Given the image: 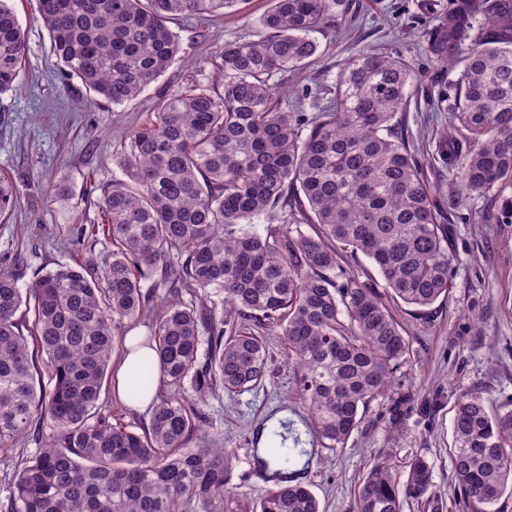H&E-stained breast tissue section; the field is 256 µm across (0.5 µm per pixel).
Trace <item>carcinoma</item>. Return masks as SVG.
Masks as SVG:
<instances>
[{"label":"carcinoma","mask_w":512,"mask_h":512,"mask_svg":"<svg viewBox=\"0 0 512 512\" xmlns=\"http://www.w3.org/2000/svg\"><path fill=\"white\" fill-rule=\"evenodd\" d=\"M239 0H35L60 71L93 101L114 106L157 82L181 50L176 16H203ZM344 0H270L264 34L226 43L213 83L188 79L125 135L122 177L101 189L112 260L76 261L25 289L0 267V448L43 440L17 463L7 512H244L229 486L234 458L197 437L198 404L220 386L243 393L267 376L263 338L232 315L280 331L314 438L329 448L358 429L392 384L409 339L381 295L340 265L363 254L394 298L418 312L448 293L454 255L422 167L399 134L411 65L365 50L351 58L320 112L283 110L285 73L318 51L311 33ZM493 29L475 31L476 19ZM26 50L0 0V93L17 87ZM436 62L459 66L448 133V170L460 187L512 186V0H454L429 36ZM17 204L0 176V220ZM266 225L265 234L250 228ZM308 226L305 231L302 226ZM151 281L143 288L142 282ZM154 351L128 378L134 400L155 391L137 432L101 406L124 328ZM195 392L189 401L185 385ZM290 425L270 430L256 457L275 481L249 512H322L289 466L307 455ZM455 490L468 512H495L512 495V410L492 414L459 395L452 419ZM400 475L390 457L370 462L353 512H402L430 497L423 458Z\"/></svg>","instance_id":"cac0c4a2"}]
</instances>
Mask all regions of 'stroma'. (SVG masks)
Segmentation results:
<instances>
[{"mask_svg":"<svg viewBox=\"0 0 512 512\" xmlns=\"http://www.w3.org/2000/svg\"><path fill=\"white\" fill-rule=\"evenodd\" d=\"M451 4L346 0L337 20L315 32L319 49L312 64L286 73L278 89L284 110L313 113L330 99L346 60L360 51L399 55L411 63L413 97L399 128L450 228L448 245L456 261L447 294L426 313L392 303L410 354L394 371L392 389L371 402L342 447H321L310 434L288 349L276 330L261 329L265 382L240 395L216 389L202 405V434L233 454L230 484L243 506L270 487L252 461L260 438L271 424L288 421L312 451L308 468L294 479L310 487L324 512H351L357 485L378 452L401 468L421 457L433 469L429 501L405 502L403 512H461L450 452L454 403L470 390L490 410H512V220L503 215L512 186L469 193L448 170L445 134L458 72L433 61L428 38ZM13 6L27 51L18 90L0 95V173L13 178L18 196L11 218L0 223V265L13 267L23 288L38 273L71 263L77 254L73 234L96 221L102 186L120 174L118 145L156 111L162 90L190 75L210 83L215 67L201 65V58L214 56L224 44L257 39L269 3L239 0L221 15L173 20L182 43L177 59L158 82L118 107L88 103L80 83L64 79L34 0H13ZM61 187L67 200L56 196Z\"/></svg>","mask_w":512,"mask_h":512,"instance_id":"1","label":"stroma"}]
</instances>
